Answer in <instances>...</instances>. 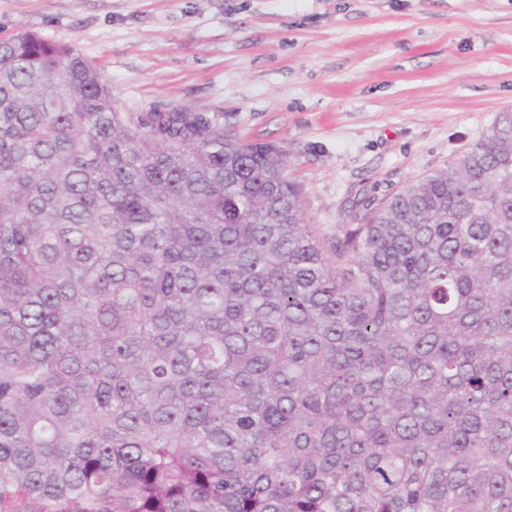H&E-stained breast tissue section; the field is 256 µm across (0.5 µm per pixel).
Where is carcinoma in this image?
Returning a JSON list of instances; mask_svg holds the SVG:
<instances>
[{
	"label": "carcinoma",
	"instance_id": "cac0c4a2",
	"mask_svg": "<svg viewBox=\"0 0 512 512\" xmlns=\"http://www.w3.org/2000/svg\"><path fill=\"white\" fill-rule=\"evenodd\" d=\"M289 166L0 38V512H512V113L334 232Z\"/></svg>",
	"mask_w": 512,
	"mask_h": 512
}]
</instances>
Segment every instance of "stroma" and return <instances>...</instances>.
Masks as SVG:
<instances>
[{
  "instance_id": "35a3bbf8",
  "label": "stroma",
  "mask_w": 512,
  "mask_h": 512,
  "mask_svg": "<svg viewBox=\"0 0 512 512\" xmlns=\"http://www.w3.org/2000/svg\"><path fill=\"white\" fill-rule=\"evenodd\" d=\"M122 111L222 113L287 151L315 223L440 169L512 112V0H0Z\"/></svg>"
}]
</instances>
